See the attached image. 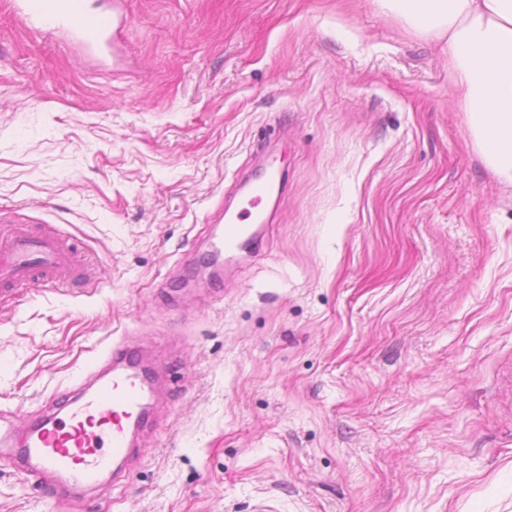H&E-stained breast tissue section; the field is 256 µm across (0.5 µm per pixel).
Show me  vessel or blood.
I'll return each instance as SVG.
<instances>
[{"mask_svg": "<svg viewBox=\"0 0 512 512\" xmlns=\"http://www.w3.org/2000/svg\"><path fill=\"white\" fill-rule=\"evenodd\" d=\"M31 27L51 18V32L67 34L86 54L112 49L125 19L89 9L86 0H15ZM282 176L275 166L246 183L237 210L225 211L224 226L211 247L231 258L252 252L275 214ZM76 266L68 238L35 224H12L0 232V292L15 287H66ZM119 343L85 364L90 381L63 403L61 413H45L29 426L14 462L24 472L52 477L55 487L80 491L97 485L106 470L120 472L142 432L152 399L161 391L157 378L143 380Z\"/></svg>", "mask_w": 512, "mask_h": 512, "instance_id": "b4317fda", "label": "vessel or blood"}]
</instances>
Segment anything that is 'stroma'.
I'll return each instance as SVG.
<instances>
[{"instance_id":"1","label":"stroma","mask_w":512,"mask_h":512,"mask_svg":"<svg viewBox=\"0 0 512 512\" xmlns=\"http://www.w3.org/2000/svg\"><path fill=\"white\" fill-rule=\"evenodd\" d=\"M116 60L0 0V229L91 260L0 294V434L113 338L169 379L119 476L0 512H512V186L438 40L372 0H121ZM258 254L189 273L253 150Z\"/></svg>"}]
</instances>
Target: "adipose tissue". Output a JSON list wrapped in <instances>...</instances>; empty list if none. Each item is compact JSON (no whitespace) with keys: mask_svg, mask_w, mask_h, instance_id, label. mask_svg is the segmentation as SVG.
Here are the masks:
<instances>
[{"mask_svg":"<svg viewBox=\"0 0 512 512\" xmlns=\"http://www.w3.org/2000/svg\"><path fill=\"white\" fill-rule=\"evenodd\" d=\"M442 41L474 144L512 185V0H373Z\"/></svg>","mask_w":512,"mask_h":512,"instance_id":"adipose-tissue-1","label":"adipose tissue"}]
</instances>
